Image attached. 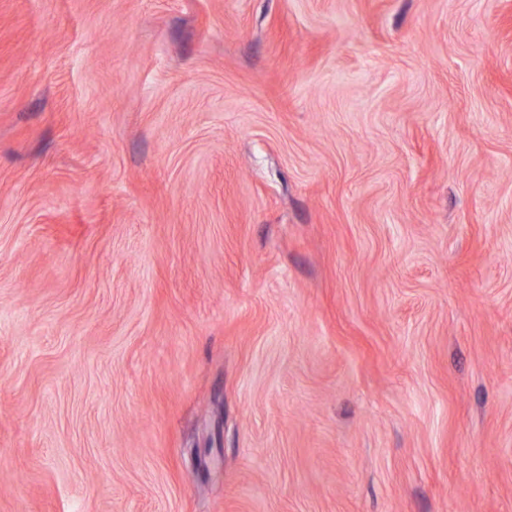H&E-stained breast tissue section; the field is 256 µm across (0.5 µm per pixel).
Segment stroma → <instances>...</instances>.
Here are the masks:
<instances>
[{"label":"stroma","mask_w":512,"mask_h":512,"mask_svg":"<svg viewBox=\"0 0 512 512\" xmlns=\"http://www.w3.org/2000/svg\"><path fill=\"white\" fill-rule=\"evenodd\" d=\"M0 512H512V0H0Z\"/></svg>","instance_id":"35a3bbf8"}]
</instances>
